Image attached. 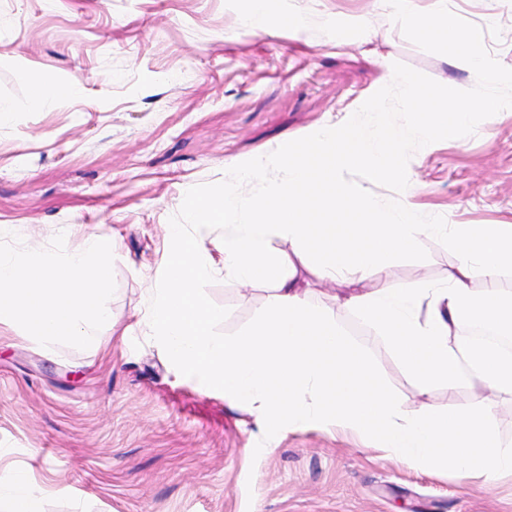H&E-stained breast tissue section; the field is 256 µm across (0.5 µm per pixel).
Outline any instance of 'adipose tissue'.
Returning a JSON list of instances; mask_svg holds the SVG:
<instances>
[{"instance_id":"ef3b65f1","label":"adipose tissue","mask_w":512,"mask_h":512,"mask_svg":"<svg viewBox=\"0 0 512 512\" xmlns=\"http://www.w3.org/2000/svg\"><path fill=\"white\" fill-rule=\"evenodd\" d=\"M381 13L409 20L453 51L452 66L485 87L451 81L427 105H418L412 76L387 68L400 84L409 109L391 119L379 102L365 106L369 121L351 117L317 129L310 154L288 161L285 178L266 176L263 156L237 165L239 179L262 186L259 195L239 196L233 185L207 195L188 193L189 220L168 229L169 253L162 287L151 289L144 326L158 337L171 362L224 389L230 405L248 412L263 428L344 426L376 435L388 458L408 467L453 468L463 479L482 473L484 485L512 475V444L495 424L496 400L512 396V356L495 345L468 344L460 327L468 313L512 330V295L497 283L512 272V224H427L412 202L418 186L401 163L408 142L421 150L444 141L465 146L474 114L493 124L512 112V99L494 89L512 84V65L481 54L482 32L462 29L448 0H375ZM360 167L369 181L389 180L400 191L391 204L352 190L342 170ZM291 249L273 248L274 237ZM447 242L455 256L448 274L414 288H392L390 270L422 239ZM246 287L267 288L258 319L245 331L214 336L223 309L201 294L212 274ZM345 286L339 307L355 312L382 337L420 389L437 385L469 388L472 411L408 406L382 384L365 347L352 341L324 309L313 306L304 275ZM483 280L484 289L474 287ZM42 486L21 471L0 476L5 512H38Z\"/></svg>"}]
</instances>
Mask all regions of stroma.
Instances as JSON below:
<instances>
[{
	"mask_svg": "<svg viewBox=\"0 0 512 512\" xmlns=\"http://www.w3.org/2000/svg\"><path fill=\"white\" fill-rule=\"evenodd\" d=\"M463 27L485 14L481 51L512 64V0H452ZM307 11L310 40L279 25ZM372 21L368 42L337 45L332 24ZM412 75L422 100L454 80L445 49L375 12L373 0H269L264 32L245 34L240 0H0V230L23 244L66 248L97 229L114 256L112 322L84 350L45 349L0 323V468L21 467L47 493L39 512H512V476L491 488L453 471L431 473L385 458L374 440L333 427L265 433L222 388L179 372L139 325L148 289L162 283L164 228L185 221L188 192L234 184V165L264 154L268 176L306 153L311 134L370 98L397 116L407 103L381 61ZM73 80L70 102L33 111L39 77ZM421 185L413 203L442 224H512V112L476 119L466 146L407 144ZM454 256L425 239L398 260L391 284L438 280ZM201 293L224 319L216 336L244 331L265 289L217 275ZM334 289L310 282L312 304L364 345L385 386L407 403L465 411L469 390L420 391L379 336Z\"/></svg>",
	"mask_w": 512,
	"mask_h": 512,
	"instance_id": "1",
	"label": "stroma"
}]
</instances>
